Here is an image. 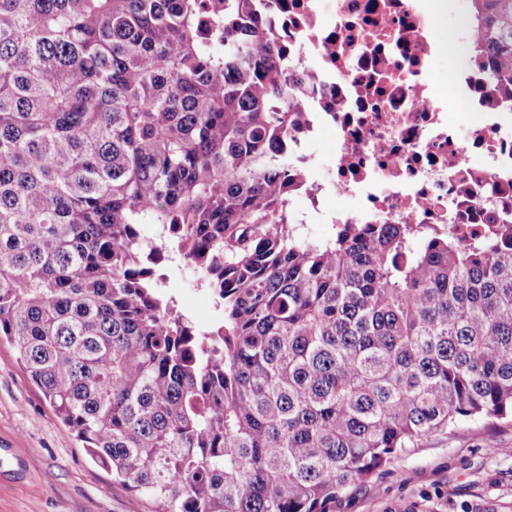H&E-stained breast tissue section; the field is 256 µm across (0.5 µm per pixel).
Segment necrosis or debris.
<instances>
[{
    "mask_svg": "<svg viewBox=\"0 0 512 512\" xmlns=\"http://www.w3.org/2000/svg\"><path fill=\"white\" fill-rule=\"evenodd\" d=\"M278 35L308 77L291 162L306 168L299 228L430 224L461 245L512 217V89L474 65L449 110L432 81L443 50L424 0H280ZM332 132L327 178L304 146Z\"/></svg>",
    "mask_w": 512,
    "mask_h": 512,
    "instance_id": "obj_1",
    "label": "necrosis or debris"
}]
</instances>
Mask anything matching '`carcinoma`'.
Masks as SVG:
<instances>
[{"label":"carcinoma","instance_id":"cac0c4a2","mask_svg":"<svg viewBox=\"0 0 512 512\" xmlns=\"http://www.w3.org/2000/svg\"><path fill=\"white\" fill-rule=\"evenodd\" d=\"M0 0V338L160 512H324L459 422L512 420V218L303 240L308 78L273 0ZM512 88V0H469ZM152 224L163 237L150 244ZM175 255L218 297L198 331ZM179 265L172 264L167 272V279L163 283V292L174 297L180 309L190 317L195 325L202 329H208L215 321L214 311H204L198 306V296L191 292L190 288H179L182 283L193 287L194 272L190 267H184L182 272L175 276Z\"/></svg>","mask_w":512,"mask_h":512}]
</instances>
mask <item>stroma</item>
Segmentation results:
<instances>
[{
    "label": "stroma",
    "mask_w": 512,
    "mask_h": 512,
    "mask_svg": "<svg viewBox=\"0 0 512 512\" xmlns=\"http://www.w3.org/2000/svg\"><path fill=\"white\" fill-rule=\"evenodd\" d=\"M168 274L166 295L200 329L216 320L189 285ZM22 451L21 458L11 449ZM0 512H158L96 463L0 340ZM326 512H512V421L461 422L394 457L337 494Z\"/></svg>",
    "instance_id": "obj_1"
}]
</instances>
